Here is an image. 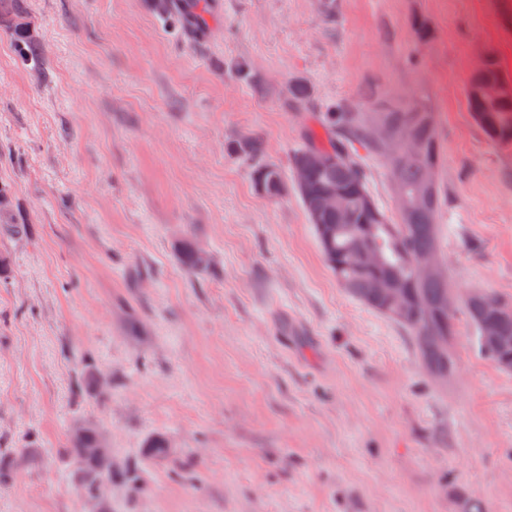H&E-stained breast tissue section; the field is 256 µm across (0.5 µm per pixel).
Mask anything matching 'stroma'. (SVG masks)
I'll use <instances>...</instances> for the list:
<instances>
[{
	"instance_id": "1",
	"label": "stroma",
	"mask_w": 512,
	"mask_h": 512,
	"mask_svg": "<svg viewBox=\"0 0 512 512\" xmlns=\"http://www.w3.org/2000/svg\"><path fill=\"white\" fill-rule=\"evenodd\" d=\"M488 57L512 81V0H211L199 35L151 0L1 14L0 512H512V372L464 310L443 384L337 282L298 194H261L231 150L260 139L287 175L312 115L427 99L447 278L512 299V143L465 106ZM86 422L140 487L83 495L65 446ZM200 263L207 262V256L201 251L195 252V246L189 241L183 242L178 248V259L182 267L189 273H195L207 268V265H200Z\"/></svg>"
}]
</instances>
